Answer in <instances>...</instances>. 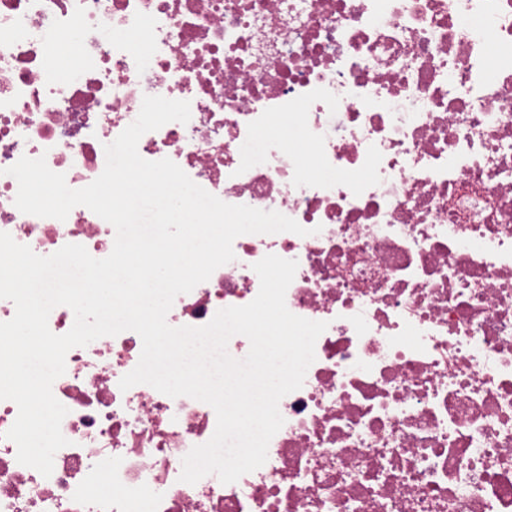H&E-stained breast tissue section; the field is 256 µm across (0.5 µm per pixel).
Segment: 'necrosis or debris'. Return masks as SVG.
Returning <instances> with one entry per match:
<instances>
[{
	"label": "necrosis or debris",
	"instance_id": "necrosis-or-debris-1",
	"mask_svg": "<svg viewBox=\"0 0 512 512\" xmlns=\"http://www.w3.org/2000/svg\"><path fill=\"white\" fill-rule=\"evenodd\" d=\"M147 95L191 117L141 157L308 230L236 238L168 324L250 303L275 254L298 263L289 311L328 327L231 484L180 480L210 405L121 390L139 334L70 349L50 476L18 463L0 400V512H512V0H0V232L107 257L109 222L20 212L6 170L42 157L87 186Z\"/></svg>",
	"mask_w": 512,
	"mask_h": 512
}]
</instances>
